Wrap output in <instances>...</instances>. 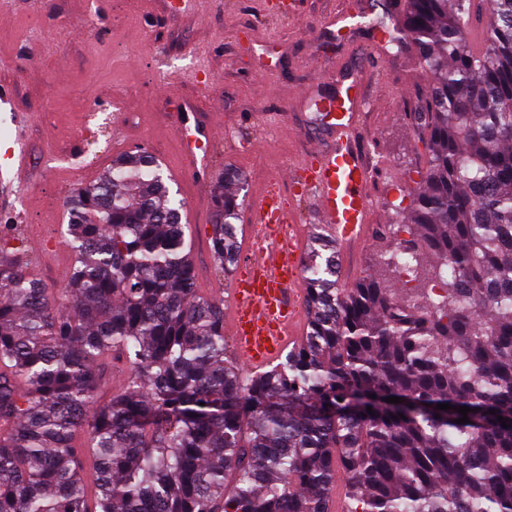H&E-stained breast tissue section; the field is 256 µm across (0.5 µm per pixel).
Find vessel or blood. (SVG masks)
Masks as SVG:
<instances>
[{
    "instance_id": "b4317fda",
    "label": "vessel or blood",
    "mask_w": 512,
    "mask_h": 512,
    "mask_svg": "<svg viewBox=\"0 0 512 512\" xmlns=\"http://www.w3.org/2000/svg\"><path fill=\"white\" fill-rule=\"evenodd\" d=\"M338 93L321 115L323 136L288 171L289 180L311 188L322 226L345 249L353 248L366 234L371 214L367 187L373 172L363 154L358 135L364 99L358 71L327 68ZM183 153L194 158L193 182L210 183L215 173L209 146L218 133V116L187 109L171 116ZM249 221L263 225L272 240L269 248L246 252L247 272L236 278L224 309V327L233 336L238 359L253 370L277 361L285 349L299 342L306 320L296 302L300 286L301 233L280 239L281 225L294 221L280 194H257Z\"/></svg>"
}]
</instances>
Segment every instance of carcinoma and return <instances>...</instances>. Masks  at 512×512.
<instances>
[{
	"label": "carcinoma",
	"instance_id": "cac0c4a2",
	"mask_svg": "<svg viewBox=\"0 0 512 512\" xmlns=\"http://www.w3.org/2000/svg\"><path fill=\"white\" fill-rule=\"evenodd\" d=\"M365 27L428 77L409 115L426 165L398 220L414 238L379 261L413 255L420 287H340L336 244L313 233L308 331L247 374L224 301L196 288L184 202L150 152L119 155L67 198L66 287L0 224V512H330L340 473L346 512H512V0H403ZM244 188L224 166L209 240L226 275ZM116 360L126 388L101 404Z\"/></svg>",
	"mask_w": 512,
	"mask_h": 512
}]
</instances>
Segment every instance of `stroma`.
Wrapping results in <instances>:
<instances>
[{
  "mask_svg": "<svg viewBox=\"0 0 512 512\" xmlns=\"http://www.w3.org/2000/svg\"><path fill=\"white\" fill-rule=\"evenodd\" d=\"M279 16L272 0H0V222L24 238L57 242L51 253L27 249L31 268L49 288L67 284L71 252L63 245L72 170L93 182L127 143L163 155L162 171L186 203L183 222L204 296L229 297L210 249L212 187L189 177L167 114L192 103L223 115L225 137L210 147L217 167L246 176V197L275 188L289 201L304 235L318 222L312 200L295 195L282 174L312 146L317 106L336 92L323 63L353 66L371 58L370 98L362 148L375 173L370 184L373 232L338 255L344 286L376 267V255L402 234L381 239L409 204L407 188L425 156L405 114L426 85L407 54L396 55L363 29L337 32V12L384 13L387 0H298ZM24 134L25 169L12 155Z\"/></svg>",
  "mask_w": 512,
  "mask_h": 512,
  "instance_id": "stroma-1",
  "label": "stroma"
}]
</instances>
